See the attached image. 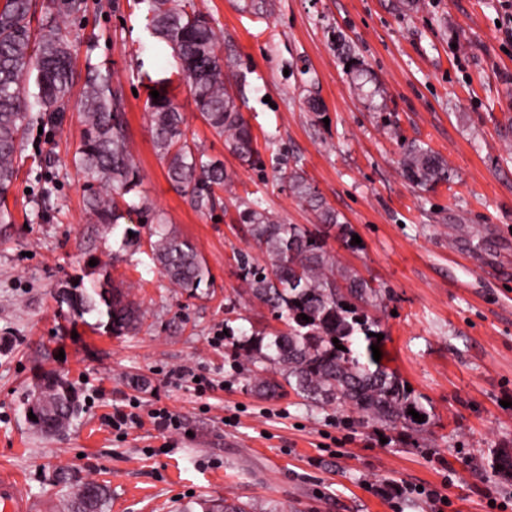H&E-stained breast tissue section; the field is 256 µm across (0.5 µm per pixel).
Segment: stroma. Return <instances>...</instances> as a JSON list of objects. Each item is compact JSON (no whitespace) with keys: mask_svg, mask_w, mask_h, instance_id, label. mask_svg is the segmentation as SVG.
<instances>
[{"mask_svg":"<svg viewBox=\"0 0 512 512\" xmlns=\"http://www.w3.org/2000/svg\"><path fill=\"white\" fill-rule=\"evenodd\" d=\"M208 15L230 61L233 86L263 157L242 165L202 119L180 82L171 92L191 146L223 161L224 205L196 212L158 160L145 111L148 82L177 63L156 47L133 0H85L66 25L74 69L111 68L122 95L141 195L168 228L193 244L211 278L196 293L175 288L148 247L121 250L85 206L71 163L81 137L78 106L23 139L0 226V468L23 478L32 498L57 504L62 467L109 485L110 512H178L188 497L240 499L260 512H393L398 488L447 496L446 512H492L512 479L491 468L512 452V40L503 0H272L257 15L244 0H193ZM353 48L340 55L338 38ZM323 103L308 112L309 95ZM427 143L448 164L434 187L404 175L408 142ZM309 182L359 243L337 228V260L382 289L374 315L381 357L431 413L427 425L364 424L345 408L288 394L260 397L236 360L225 324L276 328L244 290L234 253L260 257L236 206L261 199L288 224L316 223L291 193L283 163ZM109 266L144 320L114 337L73 324L55 293ZM190 369L205 392L176 380ZM57 370L82 411L63 434L29 425L23 397ZM139 400L167 408L181 428L151 423L120 432L105 415Z\"/></svg>","mask_w":512,"mask_h":512,"instance_id":"1","label":"stroma"}]
</instances>
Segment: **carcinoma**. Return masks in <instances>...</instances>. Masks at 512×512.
<instances>
[{"label":"carcinoma","mask_w":512,"mask_h":512,"mask_svg":"<svg viewBox=\"0 0 512 512\" xmlns=\"http://www.w3.org/2000/svg\"><path fill=\"white\" fill-rule=\"evenodd\" d=\"M144 7L152 35L172 50L177 76L189 88L209 127L224 138L244 165L263 167L249 123L229 92L224 56L210 19L194 9L192 0H137ZM83 0H5L0 7V224L12 223L7 197L16 179L22 137L33 122L57 118L65 110L76 85L72 41L59 19L79 14ZM157 81L159 97H147L154 148L172 186L188 196L200 213H211L220 203L219 192L230 185L224 163L193 150L182 126L184 118L167 90ZM83 126L72 164L85 178L86 206L96 222L120 238L123 250L141 247L140 226L126 223L135 211L146 223L162 224L161 216L144 200L127 199L140 184V170L129 150L121 96L112 86V73L89 68L80 100ZM406 177L421 186L448 180V165L427 144L406 145ZM288 187L318 213L324 226L344 228L340 216L311 186L299 165L285 174ZM238 220L267 261L259 263L239 251L235 260L250 294L263 303L286 330L276 333L240 331L234 340L238 355L250 365L249 381L267 399L293 392L316 405H336L354 411L364 422L390 427L418 424L413 409L429 421L430 412L406 390L405 383L373 358L371 335L378 326L368 308H377L381 290L359 274L341 266L318 226L285 224L260 199L241 202ZM151 259L169 282L191 293L210 280L205 260L188 241L168 230L155 232ZM59 302L94 330L127 336L138 330L143 314L129 292L114 284L108 268L86 286L61 287ZM307 315L309 321L302 320ZM338 339L344 349L335 348ZM365 350L354 348L357 339ZM42 402L37 425L57 434L68 429L80 411L74 387L56 371L44 374L35 390ZM493 470L512 478V453L503 450L492 461ZM57 483L69 486L60 512H108L109 487L94 480L73 482L66 468ZM180 512H257V506L238 500L197 499Z\"/></svg>","instance_id":"1"}]
</instances>
